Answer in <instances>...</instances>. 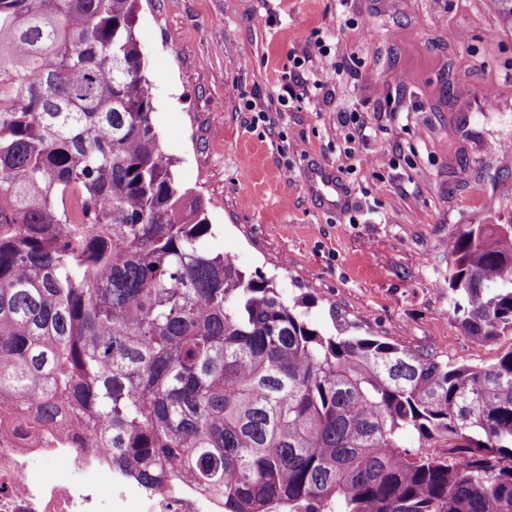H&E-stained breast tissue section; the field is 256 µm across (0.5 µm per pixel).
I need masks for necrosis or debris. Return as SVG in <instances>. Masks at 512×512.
I'll list each match as a JSON object with an SVG mask.
<instances>
[{
    "label": "necrosis or debris",
    "mask_w": 512,
    "mask_h": 512,
    "mask_svg": "<svg viewBox=\"0 0 512 512\" xmlns=\"http://www.w3.org/2000/svg\"><path fill=\"white\" fill-rule=\"evenodd\" d=\"M36 402L0 407V512H222L192 483L152 487L114 468L112 453L87 445L77 415L34 433Z\"/></svg>",
    "instance_id": "1"
}]
</instances>
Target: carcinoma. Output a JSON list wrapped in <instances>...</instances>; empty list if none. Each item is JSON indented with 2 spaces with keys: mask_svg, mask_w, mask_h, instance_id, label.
<instances>
[{
  "mask_svg": "<svg viewBox=\"0 0 512 512\" xmlns=\"http://www.w3.org/2000/svg\"><path fill=\"white\" fill-rule=\"evenodd\" d=\"M139 7L0 0V400L79 414L128 476L223 512H512V350L326 335L211 251L153 125ZM448 249L454 323L512 336V224Z\"/></svg>",
  "mask_w": 512,
  "mask_h": 512,
  "instance_id": "obj_1",
  "label": "carcinoma"
}]
</instances>
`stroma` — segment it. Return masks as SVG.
Returning <instances> with one entry per match:
<instances>
[{
	"mask_svg": "<svg viewBox=\"0 0 512 512\" xmlns=\"http://www.w3.org/2000/svg\"><path fill=\"white\" fill-rule=\"evenodd\" d=\"M136 36L210 249L306 296L323 333L339 319L467 365L512 350L454 328L448 299L449 240L512 224V23L494 0H142ZM343 107L367 123L352 144Z\"/></svg>",
	"mask_w": 512,
	"mask_h": 512,
	"instance_id": "obj_1",
	"label": "stroma"
}]
</instances>
